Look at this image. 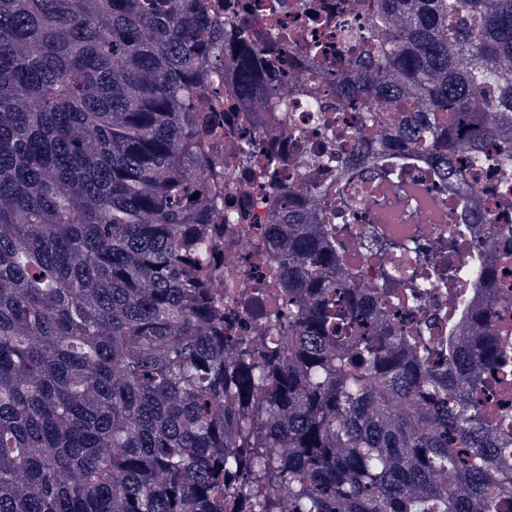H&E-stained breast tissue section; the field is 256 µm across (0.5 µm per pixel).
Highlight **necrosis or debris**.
<instances>
[{"instance_id":"1","label":"necrosis or debris","mask_w":512,"mask_h":512,"mask_svg":"<svg viewBox=\"0 0 512 512\" xmlns=\"http://www.w3.org/2000/svg\"><path fill=\"white\" fill-rule=\"evenodd\" d=\"M271 14L305 39H321L325 55L313 63L294 45L286 44L280 47L278 56L264 57L266 76L276 95L258 103L263 115L259 122L237 111V88L223 72H216L213 78L212 104L232 107L224 115V198L246 201L247 207L239 220L259 233L287 210L288 186L333 184L329 178L318 180L309 163L323 151L335 148L336 142L318 113L306 111L296 97V81L319 80L326 105L339 113L352 140L371 145L383 131L376 122L358 124L352 103L336 97V84L341 77L336 67V28L349 22L357 31H367L371 23L369 13L356 9L352 0H261L252 15L256 31L265 30ZM245 142L252 148L247 160L236 152ZM405 181L413 188L408 199L383 204L367 196L352 201L353 220L346 227L347 246L340 262L357 269L369 288L381 279L392 278V306L412 314L422 336L436 341L448 334L447 293L441 286H434L424 305L414 308L417 286L402 278L401 273L426 266L437 275L448 263L471 260L485 242L487 215H467L466 221L472 226L468 246L449 242L446 224L430 220L425 213L426 205H447V179L411 166ZM274 267L270 253L252 256L249 245L235 236L232 225H225L224 273L215 285L224 291L225 311L237 314V335H258L270 318L287 312L288 294L274 281Z\"/></svg>"}]
</instances>
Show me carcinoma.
<instances>
[{
    "label": "carcinoma",
    "mask_w": 512,
    "mask_h": 512,
    "mask_svg": "<svg viewBox=\"0 0 512 512\" xmlns=\"http://www.w3.org/2000/svg\"><path fill=\"white\" fill-rule=\"evenodd\" d=\"M364 35L336 96L386 142L336 174L339 192H405L406 164L493 165L512 177V0H359ZM205 0H0V512H503L512 380V253L448 266V344L391 317L340 265L339 207L317 199L266 236L288 282L273 351L224 330L213 287L224 170L202 112L227 50L246 108L274 95L251 22L208 28ZM308 112L324 100L297 89ZM378 175L367 184L363 168ZM461 169L453 200L475 210Z\"/></svg>",
    "instance_id": "obj_1"
}]
</instances>
